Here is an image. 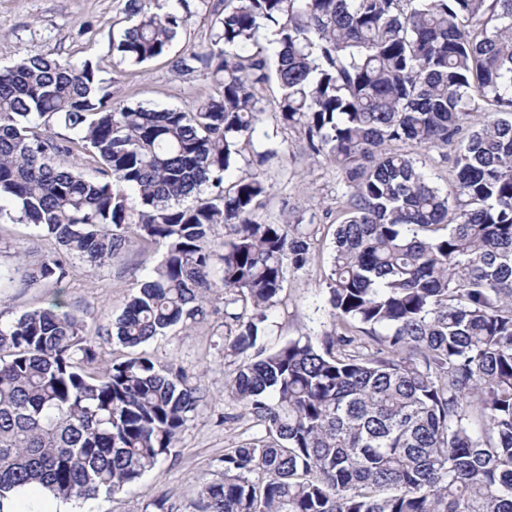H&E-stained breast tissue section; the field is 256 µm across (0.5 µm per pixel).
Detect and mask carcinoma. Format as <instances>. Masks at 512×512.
Wrapping results in <instances>:
<instances>
[{
  "instance_id": "1",
  "label": "carcinoma",
  "mask_w": 512,
  "mask_h": 512,
  "mask_svg": "<svg viewBox=\"0 0 512 512\" xmlns=\"http://www.w3.org/2000/svg\"><path fill=\"white\" fill-rule=\"evenodd\" d=\"M221 5L209 47L174 61L216 84L190 109L116 101L88 61L0 69V218L56 246L0 279L58 286L70 261L110 265L133 234L163 247L106 330L122 359L100 364L58 299L0 323V503L28 486L113 496L157 468L205 393L137 348L202 320L220 288L226 393L266 437L224 453L204 512H512V0ZM123 14L112 55L137 66L169 54L192 0H126ZM273 83L276 122L353 192L333 330L269 349L268 310L310 263L315 227L260 222L270 186L226 174L249 147L259 165L278 154L253 142ZM470 112L489 118L444 193L399 144L448 146Z\"/></svg>"
}]
</instances>
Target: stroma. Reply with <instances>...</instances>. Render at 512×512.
I'll list each match as a JSON object with an SVG mask.
<instances>
[{
  "instance_id": "35a3bbf8",
  "label": "stroma",
  "mask_w": 512,
  "mask_h": 512,
  "mask_svg": "<svg viewBox=\"0 0 512 512\" xmlns=\"http://www.w3.org/2000/svg\"><path fill=\"white\" fill-rule=\"evenodd\" d=\"M124 4L125 0H0V67L26 56L50 54L75 63L92 61L103 77L113 79L112 90L119 99L155 109L188 108L208 97L213 91L208 70L181 74L172 66L187 45L209 44L207 14L197 11L169 56L127 67L117 64L109 50L112 22L120 17ZM263 107L265 115L254 138L260 141L265 135H275L285 153L260 169L271 187L260 219L278 224L296 215L318 227L309 266L291 274L281 303L268 312L274 326L269 343L274 346L301 336L321 335L330 327L326 300L334 232L351 189L339 169L306 150L299 132L277 127L272 118L275 96H268ZM455 154L452 147L414 151L424 171L447 192L453 190L456 180ZM52 249L50 242L32 237L28 226L0 220L1 266L14 265L17 252L28 250L39 257ZM162 253V248L137 240L111 267L93 269L76 263L73 275L58 288L28 287L20 282L0 288V321L10 322L59 298L83 319L85 334L95 342L101 358H122L126 348L106 340L103 331L138 292ZM213 304L215 313L202 322L174 329L142 347L158 364L181 367L190 383L206 393V400L157 469L121 494L77 501L79 512H157L155 503L160 499L167 512H198L203 486L221 469L225 451L263 436V427L255 425L243 406L225 395L235 364L224 355L222 301L217 298Z\"/></svg>"
}]
</instances>
